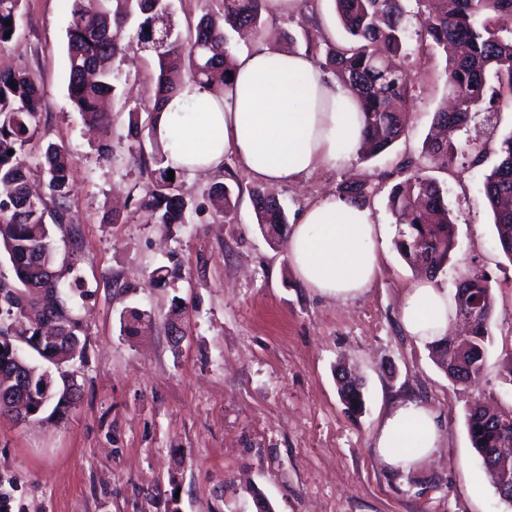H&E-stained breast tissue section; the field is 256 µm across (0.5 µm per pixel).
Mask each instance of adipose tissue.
Segmentation results:
<instances>
[{"label": "adipose tissue", "mask_w": 512, "mask_h": 512, "mask_svg": "<svg viewBox=\"0 0 512 512\" xmlns=\"http://www.w3.org/2000/svg\"><path fill=\"white\" fill-rule=\"evenodd\" d=\"M361 128L356 99L309 55L259 46L237 56L223 95L185 83L167 103L157 136L173 169L213 172L231 155L255 179L283 185L350 160ZM382 248L371 210L333 193L302 211L286 241L298 281L339 300L371 287ZM454 314L447 289L422 279L406 288L399 317L408 336L431 343L446 336ZM442 437L437 413L409 400L384 418L376 450L384 465L406 473L429 460Z\"/></svg>", "instance_id": "1"}]
</instances>
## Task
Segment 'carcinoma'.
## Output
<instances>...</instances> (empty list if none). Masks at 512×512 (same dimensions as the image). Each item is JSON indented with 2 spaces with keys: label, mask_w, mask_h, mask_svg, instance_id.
Masks as SVG:
<instances>
[{
  "label": "carcinoma",
  "mask_w": 512,
  "mask_h": 512,
  "mask_svg": "<svg viewBox=\"0 0 512 512\" xmlns=\"http://www.w3.org/2000/svg\"><path fill=\"white\" fill-rule=\"evenodd\" d=\"M70 14L66 32L68 61L67 96L86 120L104 124L108 115L102 101L115 93L117 77L111 62L123 54L119 33L131 28L136 40L155 52L158 74L152 108L128 107L131 140L129 151L145 159L148 182L139 206L156 224H183L189 202L181 191V173L165 165L166 155L156 129L166 99L185 82L203 85L216 94L224 91L234 62L222 51L225 30L258 31L264 0H222V11H208L184 37L173 33L160 39L157 20L169 16L166 0H64ZM337 20L347 35L343 42L327 44L317 64L332 72L357 99L362 120V148L376 156L385 152L404 133L408 112L396 104L411 97V86L398 60L406 36L402 0H333ZM429 13L421 42L448 51L462 52L445 58L443 73L454 100L451 110L434 113L431 139L426 149L437 168L448 170L459 150L457 134L479 112H499L512 106V0H417ZM25 0H0V46L12 42L20 28ZM11 25H6V22ZM10 37H5V33ZM41 81L28 69L0 72V256L11 264L13 276L0 273V291L14 289L15 298L29 302L21 334L36 335L46 318L40 305V289H59L72 310L88 298L84 282L74 267L68 279L49 284V275L33 265V257L53 267L55 250L52 226L69 221V173L73 157L64 144H48L38 165L47 174L45 190H34L27 173V146L42 129ZM148 115L140 120V113ZM13 154H7V151ZM497 163L483 183V195L493 215L498 244L512 262V133L499 145ZM406 178L391 191L390 210L398 224L394 245L410 266L429 273L440 271L454 248V222L440 182L427 171L405 166ZM340 194L366 204L367 190L351 183ZM211 218L222 219L235 207L229 187L214 184L208 192ZM260 232L277 244L285 239L288 220L279 201L260 189L251 192ZM493 301L490 279L473 273L456 283L454 299L461 296ZM491 312L474 317L469 334L459 342L444 340L432 345L437 363L455 383L468 384L480 377ZM339 395L348 409L359 411L364 400L362 383L338 368ZM21 374L34 386L42 382V366L25 352H0V406L8 388L6 380ZM472 447L492 477L499 499L512 507V489L500 491L502 474L512 464L491 456L502 447L503 424L512 426V406L489 409L471 406L466 415Z\"/></svg>",
  "instance_id": "cac0c4a2"
}]
</instances>
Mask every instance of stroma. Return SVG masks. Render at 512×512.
I'll return each mask as SVG.
<instances>
[{"label": "stroma", "instance_id": "1", "mask_svg": "<svg viewBox=\"0 0 512 512\" xmlns=\"http://www.w3.org/2000/svg\"><path fill=\"white\" fill-rule=\"evenodd\" d=\"M62 0H26L19 37L0 47L1 68L41 78L42 136L73 150L69 221L55 227L58 262L79 266L92 292L79 310L86 354L74 363L82 396L67 412L30 422L0 417V512H255L244 492L255 482L273 512H512L496 495L472 448L466 413L476 401L512 404L501 371L512 360V262L496 238L483 181L499 141L512 133V109L479 116L470 139L486 144L482 165L458 158L435 170L423 142L448 90L439 53L420 47V23L407 21L400 58L412 86L408 126L393 148L368 161L321 168L275 187L289 220L338 191L364 182L367 206L383 224L379 274L360 298L341 302L302 287L286 248L270 244L248 195L256 180L234 158L218 173L183 175L190 204H207L215 183L241 184L221 223L157 224L138 206L146 179L125 139L128 114L110 108L107 134L88 130L66 91ZM294 50L322 55L342 31L331 0H304L272 22ZM118 67L132 97L153 90L154 55L131 48ZM111 156L98 150L100 137ZM434 171L446 190L455 246L436 283L487 273L494 303L484 369L477 383L451 382L426 345L399 322L405 289L417 282L400 258L387 202L404 163ZM163 269L164 280L152 273ZM180 305L186 337L169 340L167 318ZM363 380L365 408L347 412L336 368ZM422 402L445 429L441 448L420 468L394 473L380 461L375 434L386 413Z\"/></svg>", "mask_w": 512, "mask_h": 512}]
</instances>
